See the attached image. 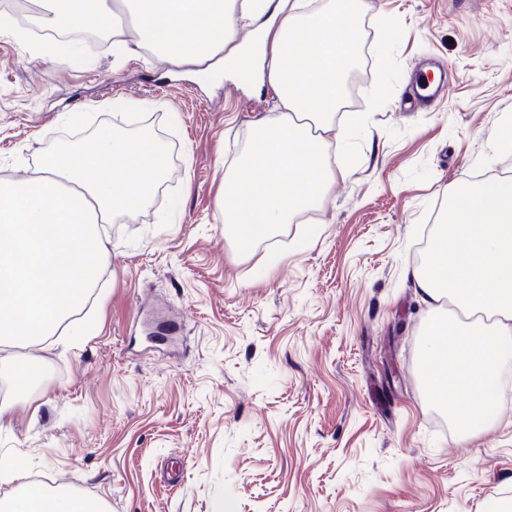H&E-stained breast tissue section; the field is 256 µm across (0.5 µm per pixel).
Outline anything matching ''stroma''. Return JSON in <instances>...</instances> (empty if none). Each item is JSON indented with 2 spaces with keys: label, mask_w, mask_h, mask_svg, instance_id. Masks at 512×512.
Returning a JSON list of instances; mask_svg holds the SVG:
<instances>
[{
  "label": "stroma",
  "mask_w": 512,
  "mask_h": 512,
  "mask_svg": "<svg viewBox=\"0 0 512 512\" xmlns=\"http://www.w3.org/2000/svg\"><path fill=\"white\" fill-rule=\"evenodd\" d=\"M133 40L66 57L0 29V177L105 124L170 150L156 196L105 225L90 302L21 348L50 380L17 398L0 360V459L23 467L0 500L43 476L107 512H512V396L476 437L443 430L406 275L449 184L512 175V0H361L326 146L346 173L250 256L215 199L267 95ZM426 59L448 92L417 108Z\"/></svg>",
  "instance_id": "stroma-1"
}]
</instances>
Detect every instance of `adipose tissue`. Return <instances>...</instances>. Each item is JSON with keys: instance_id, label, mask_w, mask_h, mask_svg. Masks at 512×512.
<instances>
[{"instance_id": "adipose-tissue-1", "label": "adipose tissue", "mask_w": 512, "mask_h": 512, "mask_svg": "<svg viewBox=\"0 0 512 512\" xmlns=\"http://www.w3.org/2000/svg\"><path fill=\"white\" fill-rule=\"evenodd\" d=\"M307 12L305 0H38L43 28L93 26L115 36L128 13L137 47L176 61L218 64L231 58L268 86L270 111L225 171L216 198L224 230L244 253L321 202L336 180L324 145L335 136L343 78L359 22L358 0H331ZM254 25L271 43L254 57L237 41ZM431 317L423 325L422 383L461 438L492 425L488 408L512 345V176L448 188V207L424 265L408 271ZM1 512H104L66 492L25 488Z\"/></svg>"}]
</instances>
